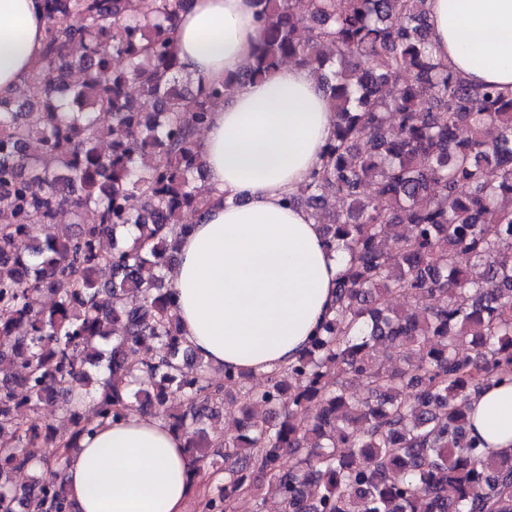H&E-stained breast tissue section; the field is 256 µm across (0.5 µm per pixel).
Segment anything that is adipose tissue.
Wrapping results in <instances>:
<instances>
[{"label":"adipose tissue","mask_w":512,"mask_h":512,"mask_svg":"<svg viewBox=\"0 0 512 512\" xmlns=\"http://www.w3.org/2000/svg\"><path fill=\"white\" fill-rule=\"evenodd\" d=\"M438 57L474 84L512 91V0H428ZM41 0H0V96L39 61ZM253 0H193L174 41L184 73L223 82L260 39ZM335 117L298 63L238 86L200 136L212 193L181 236L170 273L173 310L194 352L216 368L263 374L291 364L331 314L342 268L318 224L287 205L319 163ZM472 436L485 455L512 453V385L470 400ZM196 465L185 440L152 415L97 425L67 456L76 512H185Z\"/></svg>","instance_id":"1"}]
</instances>
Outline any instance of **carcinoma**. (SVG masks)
<instances>
[{"label": "carcinoma", "mask_w": 512, "mask_h": 512, "mask_svg": "<svg viewBox=\"0 0 512 512\" xmlns=\"http://www.w3.org/2000/svg\"><path fill=\"white\" fill-rule=\"evenodd\" d=\"M189 2L42 0V57L0 97V512H74L69 450L134 412L181 434L197 467L216 456L224 389L171 314L169 270L210 194L197 131L287 60L336 114L291 202L346 265L305 350L246 391L203 512L248 497L261 512L267 483L280 512H512V453L484 455L467 408L512 383V92L436 58L427 0H253L252 58L196 83L173 41ZM61 210L70 234L52 231ZM53 407L70 434L29 423Z\"/></svg>", "instance_id": "carcinoma-1"}]
</instances>
